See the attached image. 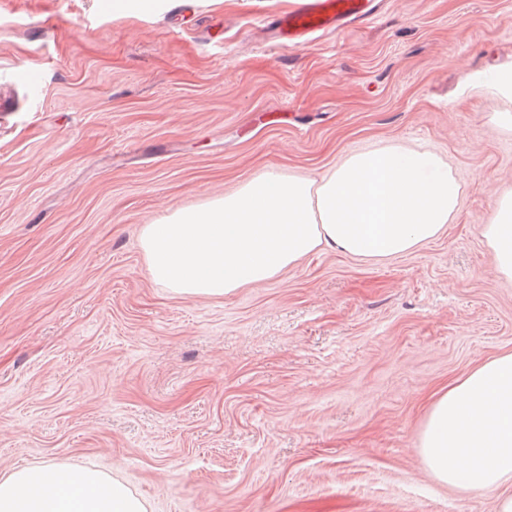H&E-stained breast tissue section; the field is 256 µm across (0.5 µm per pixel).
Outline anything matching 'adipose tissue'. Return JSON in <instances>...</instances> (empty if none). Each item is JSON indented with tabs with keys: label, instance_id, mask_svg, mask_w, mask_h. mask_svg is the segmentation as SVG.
Listing matches in <instances>:
<instances>
[{
	"label": "adipose tissue",
	"instance_id": "obj_1",
	"mask_svg": "<svg viewBox=\"0 0 512 512\" xmlns=\"http://www.w3.org/2000/svg\"><path fill=\"white\" fill-rule=\"evenodd\" d=\"M460 186L425 151L386 146L350 155L328 174L266 172L231 194L144 225L140 247L173 294L221 298L265 283L315 251L383 260L435 240L458 212ZM483 236L497 273L512 280V193ZM420 454L458 492L512 478V353L484 361L438 393ZM0 512H147L144 501L94 470L44 464L0 479Z\"/></svg>",
	"mask_w": 512,
	"mask_h": 512
}]
</instances>
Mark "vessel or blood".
Masks as SVG:
<instances>
[{
    "label": "vessel or blood",
    "mask_w": 512,
    "mask_h": 512,
    "mask_svg": "<svg viewBox=\"0 0 512 512\" xmlns=\"http://www.w3.org/2000/svg\"><path fill=\"white\" fill-rule=\"evenodd\" d=\"M384 4L385 0H298L286 13L264 16L259 25L268 41L296 46L313 36L369 21Z\"/></svg>",
    "instance_id": "vessel-or-blood-1"
}]
</instances>
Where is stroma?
Wrapping results in <instances>:
<instances>
[{"label":"stroma","mask_w":512,"mask_h":512,"mask_svg":"<svg viewBox=\"0 0 512 512\" xmlns=\"http://www.w3.org/2000/svg\"><path fill=\"white\" fill-rule=\"evenodd\" d=\"M294 0H0V477L100 470L147 512H497L426 469L433 395L512 352L483 237L512 189V0H386L282 47ZM41 73L39 86L22 74ZM402 145L449 165L453 224L386 261L322 249L254 288L156 284L144 225L275 170ZM176 0H113V19L137 18L148 10H164L170 8Z\"/></svg>","instance_id":"1"}]
</instances>
